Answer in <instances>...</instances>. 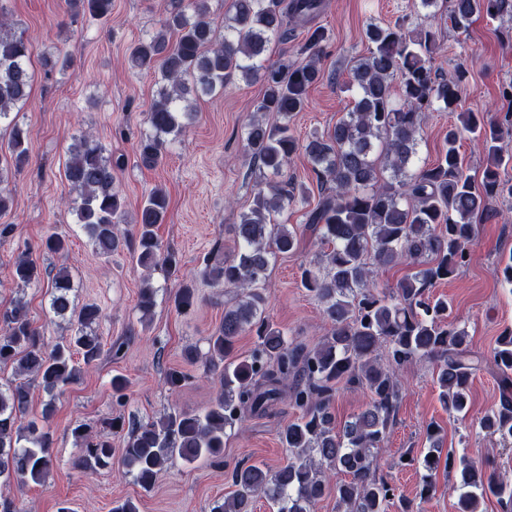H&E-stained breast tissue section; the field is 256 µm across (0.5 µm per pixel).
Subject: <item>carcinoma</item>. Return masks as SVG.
<instances>
[{"label": "carcinoma", "mask_w": 512, "mask_h": 512, "mask_svg": "<svg viewBox=\"0 0 512 512\" xmlns=\"http://www.w3.org/2000/svg\"><path fill=\"white\" fill-rule=\"evenodd\" d=\"M66 10L105 18L112 0H66ZM323 0H232L220 36L210 19L209 0H172L159 28L129 50L131 65L158 70L162 86L147 113L150 132L138 141L145 167L160 164L167 137L183 135L195 107L187 97L214 96L235 80L259 81L263 95L244 124L247 145L263 173L251 208L232 225L236 247L222 259L206 257L201 280L237 293L224 306V318L206 338L207 351L184 350L191 364H202L219 382V391L204 410L173 409L156 420H125L117 416L109 428H129L121 463L143 489H151L158 473L177 460L221 462L227 431L241 427L245 414L264 416L287 402L297 417L280 432L289 461L272 471L258 464H237L231 471L235 490L215 499L210 512H253L255 498L264 497L277 512H313L330 492L340 512H387L394 488L377 478L378 451L400 401L399 371L414 361L434 365L439 400L450 413L466 415L471 376L483 368L499 375V404L479 422L481 432L512 444V329L505 330L488 357L472 350L467 333L449 320L448 302L432 299L431 288L471 257L476 221L491 202L512 201V181L500 169L512 162L502 143L512 139V114L504 120L482 112H461L436 160L416 163L426 113L454 112L461 102L466 69L461 65L443 75L434 67L440 50L433 25L414 23L405 14L394 22L371 23L365 36L367 53L352 61L345 87L353 105L326 133L300 139L292 124L303 111L309 90L323 79L320 61L328 41L313 25ZM415 14L427 19L446 16L456 29H467L475 17L512 22V0H413ZM306 25L300 59L270 63L266 45L286 41L293 28ZM7 13L0 7V124L11 126L7 153L0 156L3 173L29 163V132L10 118L27 102L33 83V45L6 31ZM399 82L393 96V81ZM273 112L268 124L258 114ZM474 135L485 155L481 178L463 168L458 142ZM307 159L316 189L288 176L294 159ZM120 163L90 134L72 148L65 177L77 192L71 202L76 223L104 257L127 252L138 265H158L175 275L178 260L162 250L156 234L165 222L168 196L155 189L140 206L136 232L118 230L124 201L115 189ZM388 173L382 178V173ZM308 206L305 223L288 227V207ZM317 247L301 267L302 288L321 306L329 326L318 345L307 348L288 337L265 315L264 284L277 256L295 253L303 240ZM412 265L415 272L395 287L379 286L377 271ZM22 286L41 279L38 266L25 254L12 267ZM70 272L53 277L50 310L69 317L75 334L50 344L33 326L27 303L14 301L0 327V364H11L20 377L40 380L51 408L58 392L80 375L74 356L87 367L97 364L103 343L97 334L101 309L95 303L74 305ZM179 312L198 301L196 284L181 281L172 296ZM156 305L152 287L140 291L142 317ZM253 334L257 342L247 356L234 353L237 338ZM117 405L126 401L128 380L110 381ZM368 393L364 409L342 430H336L332 401L339 386ZM26 383L0 385V487L45 482L54 463L53 432L28 417ZM78 455L75 465L94 474L112 461L109 437L94 434L82 423L71 429ZM430 446L418 464L431 474L439 468L460 469L457 512H477L488 495L512 508V482L495 469L464 457L442 455L443 441L429 432ZM346 473L349 480L332 486L328 473Z\"/></svg>", "instance_id": "1"}]
</instances>
